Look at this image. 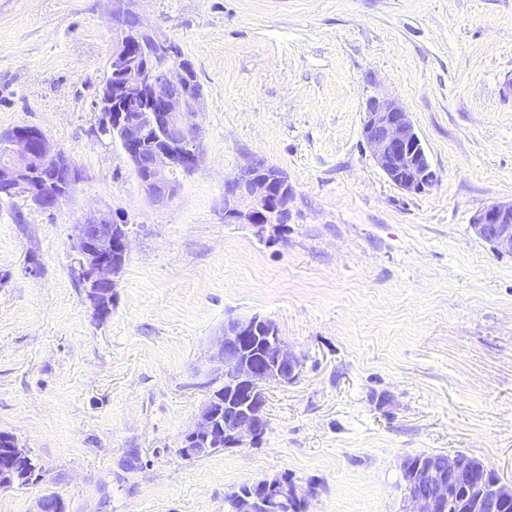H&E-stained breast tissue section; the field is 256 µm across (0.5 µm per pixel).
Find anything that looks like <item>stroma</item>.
Returning a JSON list of instances; mask_svg holds the SVG:
<instances>
[{
    "mask_svg": "<svg viewBox=\"0 0 512 512\" xmlns=\"http://www.w3.org/2000/svg\"><path fill=\"white\" fill-rule=\"evenodd\" d=\"M195 63L201 162L167 204L97 137L112 0H0V131L41 129L82 177L44 211L0 201V433L43 469L0 512H225L289 474L305 512H404V457L466 452L512 483V255L471 228L512 201V0H136ZM409 112L437 183L395 184L363 144L368 99ZM260 158L287 223L224 221V180ZM124 220L108 313L72 267L75 224ZM37 267L30 275L29 267ZM300 358L266 387L256 445L179 453L231 317ZM138 451L141 464L123 462Z\"/></svg>",
    "mask_w": 512,
    "mask_h": 512,
    "instance_id": "obj_1",
    "label": "stroma"
}]
</instances>
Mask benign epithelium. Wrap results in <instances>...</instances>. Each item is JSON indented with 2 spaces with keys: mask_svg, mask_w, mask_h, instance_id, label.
<instances>
[{
  "mask_svg": "<svg viewBox=\"0 0 512 512\" xmlns=\"http://www.w3.org/2000/svg\"><path fill=\"white\" fill-rule=\"evenodd\" d=\"M135 13L134 0H112V16L120 30L109 64L121 72V83L104 89L99 98L105 127L119 130L124 153L156 203L171 200L177 183L174 171L191 173L200 164L197 143L203 93L194 83L191 58L175 50L146 24L137 26L138 39L161 44L168 64L162 77L144 81L138 52L129 40L128 17ZM362 136L376 165L408 193L423 192L438 182L426 151L408 165L415 147L422 142L409 112L397 101L372 97L366 103ZM0 148L10 161L0 166V188L26 196L42 210H52L68 197L79 182L77 167L36 127L0 131ZM295 192L284 172L268 176L248 161L224 179V222L265 226L263 213L286 211ZM475 234L497 252L512 253V201L493 202L477 211L471 220ZM75 273L94 310L102 315L112 301L114 277L129 253L126 225L104 211H96L75 225L72 238ZM214 367L227 395L224 403L207 402L201 408L185 441L187 458H199L219 447L235 448L256 441L267 428L266 385L293 382L300 366L288 342L275 324L260 317L230 319L224 323ZM405 457L402 469L412 470L405 491L406 512H512V484L477 457L458 452L453 456L429 455L416 466ZM252 499L239 512H288L300 500L290 480H260Z\"/></svg>",
  "mask_w": 512,
  "mask_h": 512,
  "instance_id": "obj_1",
  "label": "benign epithelium"
}]
</instances>
